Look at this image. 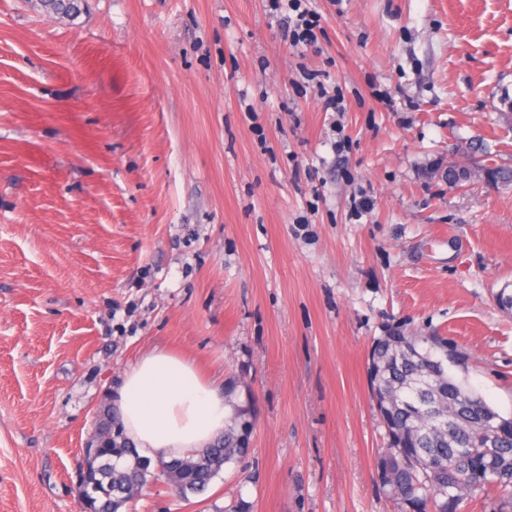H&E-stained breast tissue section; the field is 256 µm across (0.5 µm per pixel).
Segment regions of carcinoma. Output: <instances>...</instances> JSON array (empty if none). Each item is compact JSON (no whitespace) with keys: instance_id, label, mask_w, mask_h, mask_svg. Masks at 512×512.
Returning <instances> with one entry per match:
<instances>
[{"instance_id":"cac0c4a2","label":"carcinoma","mask_w":512,"mask_h":512,"mask_svg":"<svg viewBox=\"0 0 512 512\" xmlns=\"http://www.w3.org/2000/svg\"><path fill=\"white\" fill-rule=\"evenodd\" d=\"M461 356L441 336L406 333L401 326L375 338L367 375L372 399L385 427L375 482L399 512H459L478 490L512 488V418L494 439L495 462L478 443L482 418L497 413L468 383ZM105 446L92 473L105 495L89 492L93 512H118L150 485L165 481L183 500L204 493L222 467L249 451L251 409L232 403L224 436L188 455L155 462L130 448L117 414L102 416Z\"/></svg>"}]
</instances>
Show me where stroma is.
Returning <instances> with one entry per match:
<instances>
[{"instance_id":"1","label":"stroma","mask_w":512,"mask_h":512,"mask_svg":"<svg viewBox=\"0 0 512 512\" xmlns=\"http://www.w3.org/2000/svg\"><path fill=\"white\" fill-rule=\"evenodd\" d=\"M309 6L298 49L270 0H0V512H78L99 411L158 348L252 406L251 453L119 512H397L366 370L390 324L512 414V186L447 180L473 142L512 164V0Z\"/></svg>"}]
</instances>
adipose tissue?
<instances>
[{
	"label": "adipose tissue",
	"instance_id": "ef3b65f1",
	"mask_svg": "<svg viewBox=\"0 0 512 512\" xmlns=\"http://www.w3.org/2000/svg\"><path fill=\"white\" fill-rule=\"evenodd\" d=\"M114 406L127 439L151 460L209 446L230 414L223 391L201 375L194 360L159 349L126 371Z\"/></svg>",
	"mask_w": 512,
	"mask_h": 512
}]
</instances>
